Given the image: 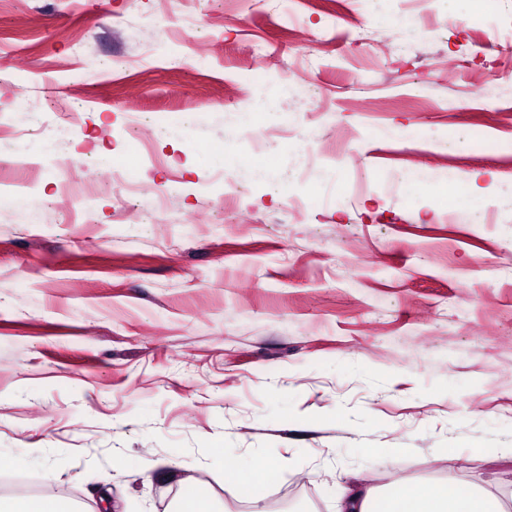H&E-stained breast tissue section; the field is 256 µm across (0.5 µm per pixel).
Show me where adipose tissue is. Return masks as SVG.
Instances as JSON below:
<instances>
[{"mask_svg":"<svg viewBox=\"0 0 512 512\" xmlns=\"http://www.w3.org/2000/svg\"><path fill=\"white\" fill-rule=\"evenodd\" d=\"M278 477L275 466L264 464L227 474L226 483L239 495L260 502L264 489ZM344 512H501L492 496L475 490L455 475L431 484L405 489L398 484L379 491L368 488L357 492L343 504Z\"/></svg>","mask_w":512,"mask_h":512,"instance_id":"obj_1","label":"adipose tissue"}]
</instances>
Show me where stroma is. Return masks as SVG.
I'll return each instance as SVG.
<instances>
[{"label": "stroma", "mask_w": 512, "mask_h": 512, "mask_svg": "<svg viewBox=\"0 0 512 512\" xmlns=\"http://www.w3.org/2000/svg\"><path fill=\"white\" fill-rule=\"evenodd\" d=\"M363 8L0 0V471L70 487L74 512H156L184 471L230 512L226 473L263 462L311 488L286 512L453 461L512 500V71L495 63L512 0L482 29L440 9L423 38L392 0L344 42ZM244 112L287 140L252 146ZM138 122L154 136L134 153ZM304 154L327 179L299 181ZM127 156L150 192L107 181L63 204L61 161L81 179ZM290 193L312 200L303 220Z\"/></svg>", "instance_id": "obj_1"}]
</instances>
